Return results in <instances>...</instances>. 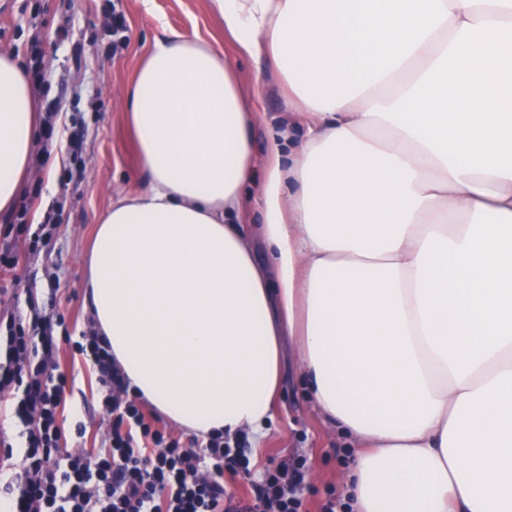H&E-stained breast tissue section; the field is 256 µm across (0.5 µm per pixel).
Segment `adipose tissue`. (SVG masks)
I'll return each mask as SVG.
<instances>
[{
    "label": "adipose tissue",
    "instance_id": "1",
    "mask_svg": "<svg viewBox=\"0 0 512 512\" xmlns=\"http://www.w3.org/2000/svg\"><path fill=\"white\" fill-rule=\"evenodd\" d=\"M212 4L289 115L257 161L260 86L204 41L153 42L119 98L147 186L96 227L93 333L172 425L257 445L290 339L351 440V512H512V0ZM38 125L0 50V213Z\"/></svg>",
    "mask_w": 512,
    "mask_h": 512
}]
</instances>
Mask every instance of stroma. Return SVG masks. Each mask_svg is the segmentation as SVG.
I'll list each match as a JSON object with an SVG mask.
<instances>
[{
  "instance_id": "1",
  "label": "stroma",
  "mask_w": 512,
  "mask_h": 512,
  "mask_svg": "<svg viewBox=\"0 0 512 512\" xmlns=\"http://www.w3.org/2000/svg\"><path fill=\"white\" fill-rule=\"evenodd\" d=\"M62 10V0H0V50L11 51L24 68H40V106L53 101L62 105L52 142L35 147L18 205L0 218V237L17 234L22 223L37 225L48 216L55 220L49 244L38 253L20 254L18 264L0 275V317L29 316L35 305L43 315L63 318L57 335L77 341L91 331L84 304L86 258L97 223L113 199L147 185L118 96L155 38L166 29L199 37L236 57L242 84L263 79L264 123L254 135L257 156L267 154L269 133L285 117L288 98L272 69L237 58L210 0H72L66 27ZM114 11L123 15L129 37L127 47L117 53L105 24ZM35 38L41 49L37 60L30 54ZM60 356L68 377L67 451L90 441L104 443L112 423L102 403L105 388L97 384L90 361L71 344ZM346 446V439L324 423L307 399L293 357H285L283 391L257 470L306 459L302 512H323L328 496L343 492Z\"/></svg>"
}]
</instances>
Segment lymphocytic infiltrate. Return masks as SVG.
Listing matches in <instances>:
<instances>
[{
  "instance_id": "obj_1",
  "label": "lymphocytic infiltrate",
  "mask_w": 512,
  "mask_h": 512,
  "mask_svg": "<svg viewBox=\"0 0 512 512\" xmlns=\"http://www.w3.org/2000/svg\"><path fill=\"white\" fill-rule=\"evenodd\" d=\"M55 326L32 311L5 322L0 338V405L26 426L23 477L6 485L7 512H242L224 475L248 471L250 460L223 436L181 442L147 422L127 394L124 376L97 341L85 348L112 416L110 445L63 454L66 376ZM307 462L265 471L255 512H301Z\"/></svg>"
}]
</instances>
